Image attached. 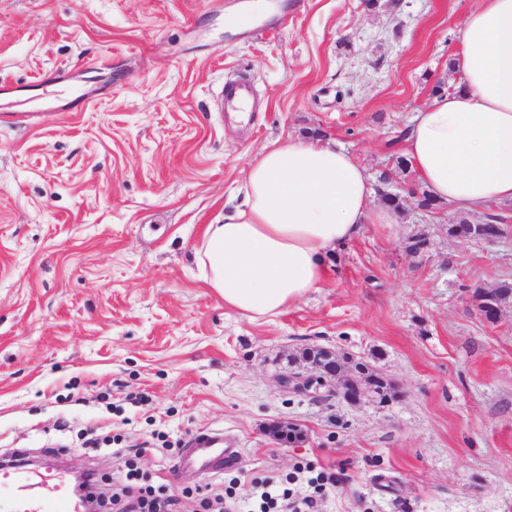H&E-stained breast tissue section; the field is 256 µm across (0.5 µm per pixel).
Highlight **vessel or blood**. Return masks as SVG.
<instances>
[{
    "label": "vessel or blood",
    "mask_w": 512,
    "mask_h": 512,
    "mask_svg": "<svg viewBox=\"0 0 512 512\" xmlns=\"http://www.w3.org/2000/svg\"><path fill=\"white\" fill-rule=\"evenodd\" d=\"M237 457V452L226 448L223 432L215 431L202 432L192 437L183 452L182 460L186 466L218 476ZM48 486L55 489V496H44L43 490ZM0 496L9 499L11 512H80L81 508L80 502L70 496L64 479L49 468L39 474L19 465L8 470L1 469Z\"/></svg>",
    "instance_id": "obj_1"
}]
</instances>
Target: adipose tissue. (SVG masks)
<instances>
[{"label": "adipose tissue", "mask_w": 512, "mask_h": 512, "mask_svg": "<svg viewBox=\"0 0 512 512\" xmlns=\"http://www.w3.org/2000/svg\"><path fill=\"white\" fill-rule=\"evenodd\" d=\"M461 81L417 112L405 155L439 202L467 208L512 202V0H478L459 29ZM243 201L207 225L194 258L207 287L249 321L285 313L318 288L325 259L366 224V173L326 140L270 143L249 159Z\"/></svg>", "instance_id": "adipose-tissue-1"}]
</instances>
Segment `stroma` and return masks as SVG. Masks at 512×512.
Returning a JSON list of instances; mask_svg holds the SVG:
<instances>
[{"instance_id":"stroma-1","label":"stroma","mask_w":512,"mask_h":512,"mask_svg":"<svg viewBox=\"0 0 512 512\" xmlns=\"http://www.w3.org/2000/svg\"><path fill=\"white\" fill-rule=\"evenodd\" d=\"M0 0V458L22 449L142 481L206 512L251 482L317 512H512V298L486 322L472 293L512 281V204L419 208L398 167L416 113L460 77L477 0ZM251 84L247 123L225 83ZM326 135L367 169L368 224L305 301L252 323L205 288V227L265 144ZM501 219L499 239L448 227ZM425 237L424 252L408 249ZM311 345L350 353L396 396L316 402L277 376ZM306 437L285 447L274 420ZM223 429L222 475L179 468ZM266 431L273 432V434H269L268 436L276 445L294 443L298 440L302 441L305 438L304 431L297 424L285 420L273 421L270 428H267Z\"/></svg>"}]
</instances>
